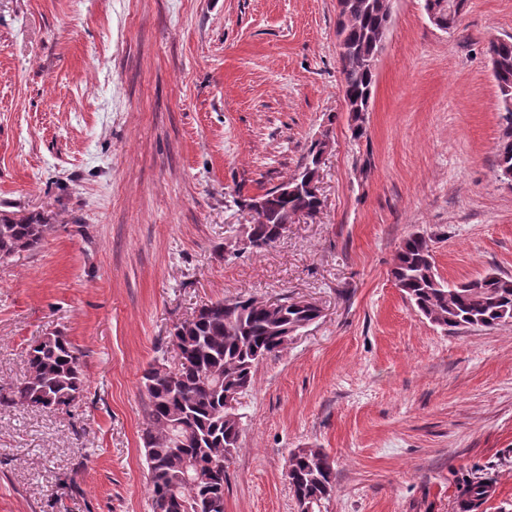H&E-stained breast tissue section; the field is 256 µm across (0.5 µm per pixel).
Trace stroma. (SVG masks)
Masks as SVG:
<instances>
[{
	"instance_id": "obj_1",
	"label": "stroma",
	"mask_w": 512,
	"mask_h": 512,
	"mask_svg": "<svg viewBox=\"0 0 512 512\" xmlns=\"http://www.w3.org/2000/svg\"><path fill=\"white\" fill-rule=\"evenodd\" d=\"M336 0H0V210L49 216L0 261V386L60 332L86 386L64 411L0 406V512H150L140 377L175 365L204 303H316L320 318L242 394L224 512H297V448L336 468L320 512H512V324L453 335L389 270L410 235L449 282L512 277V182L499 177L487 49L512 0H468L442 31L394 0L364 137L340 84ZM329 139L321 210L271 247L225 252ZM76 479L79 491L66 482Z\"/></svg>"
}]
</instances>
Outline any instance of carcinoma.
<instances>
[{"mask_svg": "<svg viewBox=\"0 0 512 512\" xmlns=\"http://www.w3.org/2000/svg\"><path fill=\"white\" fill-rule=\"evenodd\" d=\"M385 0H345L337 15L341 37V85L352 113V136H364L356 123L360 111L372 107L376 76L370 67L378 51L377 33L387 25ZM499 90L502 132L496 145L500 176L512 174V37L490 43ZM326 141L307 149L306 161L288 181L293 187L311 181L319 170ZM265 208L249 225L259 252L281 238L295 216H313L322 201L305 190L284 194L273 189L261 196ZM51 225L38 214L17 217L0 213V260L36 251ZM395 285L427 320L447 333L463 328H494L512 323V278L495 271L451 284L435 270L428 240L409 236L400 246L390 270ZM315 318L314 311L288 299L264 301L238 297L201 305L192 318L174 326L170 342L176 347L175 369L154 362L144 369L145 422L141 440L149 470L151 512H224L227 472L213 463L230 462L240 451L241 418H224V397L242 395L254 383L258 366L288 345V333ZM86 385L79 350L61 333L43 336L28 352V375L7 393L0 405L38 409L71 406ZM295 500L313 508L333 490V463L320 448H297L286 471Z\"/></svg>", "mask_w": 512, "mask_h": 512, "instance_id": "cac0c4a2", "label": "carcinoma"}]
</instances>
